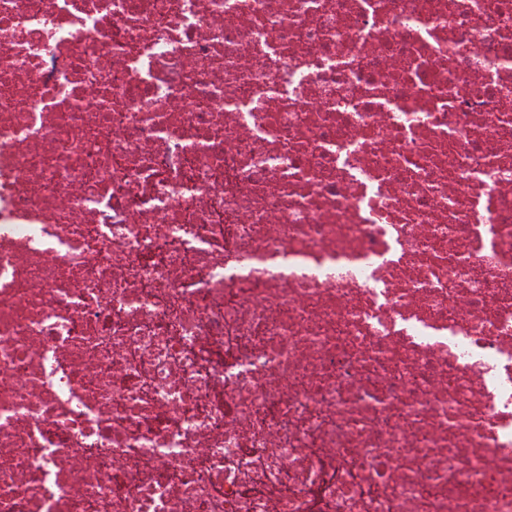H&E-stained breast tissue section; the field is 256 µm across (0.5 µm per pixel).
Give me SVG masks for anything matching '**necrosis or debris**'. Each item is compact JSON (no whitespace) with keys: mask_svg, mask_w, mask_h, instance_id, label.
<instances>
[{"mask_svg":"<svg viewBox=\"0 0 512 512\" xmlns=\"http://www.w3.org/2000/svg\"><path fill=\"white\" fill-rule=\"evenodd\" d=\"M0 512H512V0H0Z\"/></svg>","mask_w":512,"mask_h":512,"instance_id":"4bbe7bcc","label":"necrosis or debris"}]
</instances>
